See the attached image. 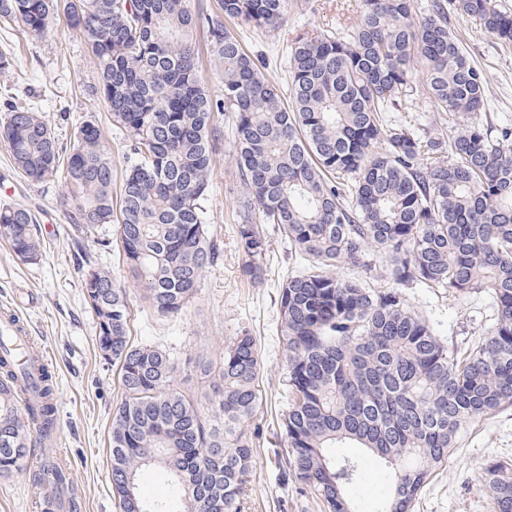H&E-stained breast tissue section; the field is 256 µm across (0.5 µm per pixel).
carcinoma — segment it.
Listing matches in <instances>:
<instances>
[{
    "label": "carcinoma",
    "instance_id": "obj_1",
    "mask_svg": "<svg viewBox=\"0 0 512 512\" xmlns=\"http://www.w3.org/2000/svg\"><path fill=\"white\" fill-rule=\"evenodd\" d=\"M450 4L512 45V14L495 0H431L421 20L411 0H363L348 37H295L285 94L225 21L274 29L288 0H218L212 14L190 0H0L1 22L41 34L61 13L87 37L100 75L91 96L129 141L119 178L97 124L75 127L65 155L45 113L10 101L0 139L14 169L32 183L66 185L61 204L75 231L114 225L126 265L161 316L179 314L218 259L207 207L214 118L232 114L244 274L263 279L265 224L307 262L279 292L288 387L281 475L323 512H358L344 489L361 478L368 455L391 480L376 512H412L464 426L512 405V127L472 120L487 79L448 29ZM200 29L222 66L219 99L198 74ZM416 65L434 108L469 118L449 142L388 116L413 89ZM36 224L27 208L0 209V236L25 263L42 256ZM372 250L389 260L398 287L377 290L338 273L365 264ZM81 277L97 349L112 350L106 361L121 383L109 437L121 512H241L263 433L254 422L255 337L243 331L224 346L202 402L174 384L171 353L130 343L128 295L111 272L88 262ZM414 283L489 294L497 310L489 336L466 351L445 343L407 304L401 286ZM17 340L0 349L1 474L23 467L30 426L46 440L57 428L53 375L44 364L32 374L34 354L16 361ZM149 469L166 475L165 497L140 495ZM481 478L493 512H512V464L490 465ZM33 481L52 491L45 512H80L70 468L57 458L44 459Z\"/></svg>",
    "mask_w": 512,
    "mask_h": 512
}]
</instances>
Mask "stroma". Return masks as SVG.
<instances>
[{"label": "stroma", "mask_w": 512, "mask_h": 512, "mask_svg": "<svg viewBox=\"0 0 512 512\" xmlns=\"http://www.w3.org/2000/svg\"><path fill=\"white\" fill-rule=\"evenodd\" d=\"M360 0H289L281 26L260 30L242 21L229 23L230 32L252 55L261 57L267 72L287 84L291 39L300 33L339 32L356 24ZM448 27L460 40L474 66L487 78L485 106L479 123L512 124V47L499 43L469 17L449 13ZM12 54L13 67L0 71V105L8 100L33 103L49 115L63 148H70L79 123L91 120L101 129L112 152V163L123 168L128 151L113 130L105 107L89 96L98 70L83 37L72 33L63 17L50 19L45 34L0 25V52ZM413 82L419 91L402 100L399 116H413L421 132L452 137L459 117L435 111L422 91L421 74ZM220 132L207 206L210 230L222 248L217 264L206 271L193 299L175 317L155 313L143 297V286L120 255L113 227L73 238L60 206L59 184H35L18 176L8 147L0 142V207L23 206L38 211L43 257L35 264L16 258L0 238V307L8 306L27 327L53 368L58 393V427L53 440L42 441L30 430V453L22 471L0 475V512H41L32 478L43 458L66 457L83 499V512H119L109 480V434L121 388L115 367L101 360L96 327L81 286L84 260L108 268L131 302V340L136 345L173 348L181 361L176 373L180 387L198 397L211 392L212 375L205 365H219L224 345L242 331L257 339L261 359V406L256 416L263 428L256 466L250 475L243 512H320L315 500L280 481L276 436L288 407L285 386L286 353L279 339V286L301 272L288 243L272 233V252L262 283L242 273L244 257L236 244V204L243 194L234 156V126L220 116ZM411 308L423 313L443 341L467 349L495 323L492 299L483 293L452 297L419 285L404 287ZM512 463V406L468 423L445 461L437 465L421 491L414 512H492L490 495L480 482L482 468L493 461ZM390 478L376 459H367L362 478L345 489L358 512H375L389 494Z\"/></svg>", "instance_id": "obj_1"}]
</instances>
